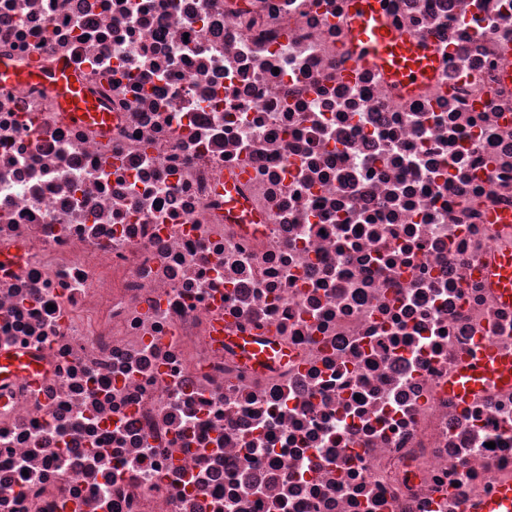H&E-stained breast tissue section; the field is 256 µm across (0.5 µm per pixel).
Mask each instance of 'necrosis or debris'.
<instances>
[{
	"label": "necrosis or debris",
	"instance_id": "1",
	"mask_svg": "<svg viewBox=\"0 0 512 512\" xmlns=\"http://www.w3.org/2000/svg\"><path fill=\"white\" fill-rule=\"evenodd\" d=\"M405 95L348 0H0L112 115L0 87V512H472L512 487V0H388ZM233 182L252 223L224 206ZM275 348L259 363L241 337ZM349 43L354 61L379 70L402 93L435 76L437 59L425 41L393 29L383 0H350ZM494 280L497 291L505 302H512V253L505 254L499 261ZM506 384H512V356L483 347L465 364L451 388L461 399H466L477 390Z\"/></svg>",
	"mask_w": 512,
	"mask_h": 512
}]
</instances>
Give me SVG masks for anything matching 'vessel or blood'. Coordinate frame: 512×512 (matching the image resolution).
Segmentation results:
<instances>
[{
    "label": "vessel or blood",
    "instance_id": "b4317fda",
    "mask_svg": "<svg viewBox=\"0 0 512 512\" xmlns=\"http://www.w3.org/2000/svg\"><path fill=\"white\" fill-rule=\"evenodd\" d=\"M349 10V43L356 63L379 70L405 94L433 79L438 65L434 53L425 41L393 29L383 0H349ZM39 83L51 86L58 108L71 123L108 126V113L86 93L81 76L68 64L61 62L48 70L19 69L0 59L1 85L19 88ZM494 280L500 297L511 303L512 253L500 259ZM506 384H512V356L484 347L469 359L451 388L464 399L477 390ZM476 512H512V488L498 489Z\"/></svg>",
    "mask_w": 512,
    "mask_h": 512
}]
</instances>
